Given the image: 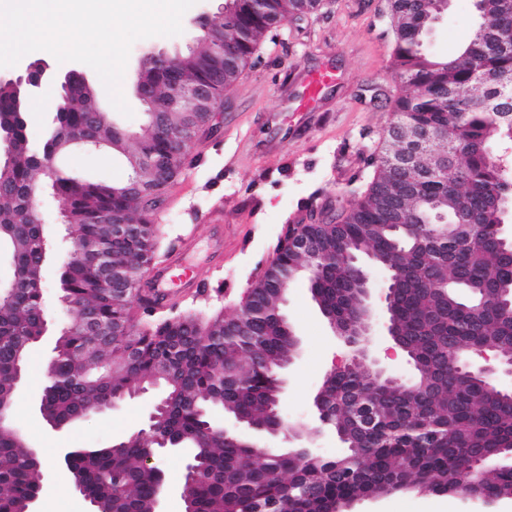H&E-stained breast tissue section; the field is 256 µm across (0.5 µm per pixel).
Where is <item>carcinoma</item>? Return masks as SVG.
<instances>
[{"label":"carcinoma","mask_w":512,"mask_h":512,"mask_svg":"<svg viewBox=\"0 0 512 512\" xmlns=\"http://www.w3.org/2000/svg\"><path fill=\"white\" fill-rule=\"evenodd\" d=\"M321 0H235L223 29L224 79L213 70L176 62L156 69L150 82L160 95L188 83L206 82L221 99L245 74L274 23L321 9ZM393 43L391 66L396 122L434 132L438 148L418 170L400 176L374 159V173L349 208L336 206L341 227L314 228L320 270L310 293L320 310L345 319L355 314L358 294L347 250L366 255L379 267L399 273L394 317L404 333L414 375L410 382L371 377L359 364L325 376L317 393L325 427L347 448L344 455L313 456L303 462L289 452L257 453L204 428L208 412L219 407L235 417L263 424L279 399L280 372L297 348V337L274 316L278 281L265 280L250 293L247 308L231 316L214 313L195 323L186 319L179 336L167 319L133 334L128 330L138 284L124 297L101 285L96 257L84 254L64 265V308L77 318L94 310L112 325V338L96 347L77 329L56 339V362L46 370L51 389L47 406L60 420L90 412L109 399L131 396L161 384L163 411L142 437L124 447L83 458L72 477L96 512H152L161 480L146 463L152 438L169 436L193 448L212 477L193 492L196 512H336L368 497L418 489L476 499L487 508L512 499V468L491 464L471 482L466 448L512 447V392L498 388L448 354L454 336L460 356L487 350L512 356V320L497 312V292L512 290V239L503 233L504 200L512 198V165L501 148L512 145V7L503 0H474L470 39L454 55H431L424 48L433 0H388ZM75 105L58 116L36 149V160L8 168L0 164V244L8 247L18 282L0 303V405L13 404L17 367L25 366L42 324L44 254L51 253L43 226L31 223L30 191L48 183L74 217L70 238L95 245L112 262L133 273L149 266L155 230L148 215L162 203L149 198L138 209L112 185L56 170L48 179L41 161L82 129L102 141H122L128 154L170 159L167 135L140 128L130 134L112 122L97 98L81 85L70 89ZM448 156V178L431 174L434 157ZM112 217L89 224L83 213ZM410 224L393 229L396 218ZM137 224L124 235L114 225ZM298 253L280 258V274L309 265ZM485 301L490 310L479 330L468 327L470 305ZM361 397L380 415L379 427L361 429L351 401ZM42 464L24 458L15 434L0 430V512H22L39 491Z\"/></svg>","instance_id":"obj_1"}]
</instances>
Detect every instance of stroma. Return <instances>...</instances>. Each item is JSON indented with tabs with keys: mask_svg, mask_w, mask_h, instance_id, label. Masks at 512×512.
<instances>
[{
	"mask_svg": "<svg viewBox=\"0 0 512 512\" xmlns=\"http://www.w3.org/2000/svg\"><path fill=\"white\" fill-rule=\"evenodd\" d=\"M222 0H196L182 18L180 35L154 36L133 43L121 88L130 115L114 113V120L129 131L144 120V109L133 93L139 60L150 49L185 51L198 45L194 20L204 12H217ZM473 0H448L426 41L436 56L454 53L467 41L473 23ZM393 35L388 0H330L304 20L286 24L260 48L252 68L224 96V112L214 130L191 140L185 165L153 215L159 226L156 263L168 261L181 237L195 238L185 254L198 268L209 288L198 296L146 312L135 308L137 323L174 314L207 316L221 310L233 314L248 288L272 260L285 225L304 215L306 204L324 206L355 203L356 192L370 179V158L383 134L394 122L389 100L394 78L390 68ZM333 65L339 80L332 101L322 110L293 118V129L277 156H269L270 142L280 132L267 116L275 111L296 76ZM58 166L85 179L115 183L126 179L123 159L109 151H76L62 155ZM224 213V253L221 268H213L215 239L208 229L214 210ZM62 265L51 259L43 278L44 312L48 331L31 350L24 383L15 393L11 423L42 458L43 479L34 512H90L78 492L49 497L50 488L67 468L58 463L59 450L106 448L148 426L162 388L148 389L120 401L112 410L74 421L53 431L34 404L43 389L45 370L52 356L60 322L65 319L57 294ZM300 339V347L283 371L280 407L293 423L313 424V399L327 372L343 360L345 350L312 300L307 280L293 283L283 307ZM375 349L384 365L402 380L414 369L405 352L389 339L383 327L380 300L372 302ZM351 512H512V500L486 510L480 502L453 495L418 491L395 492L357 502Z\"/></svg>",
	"mask_w": 512,
	"mask_h": 512,
	"instance_id": "stroma-1",
	"label": "stroma"
}]
</instances>
